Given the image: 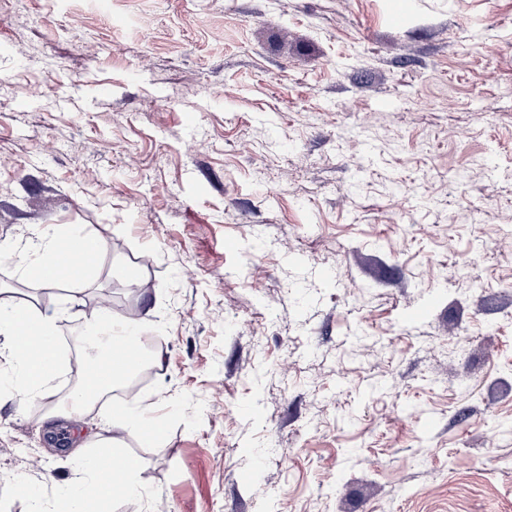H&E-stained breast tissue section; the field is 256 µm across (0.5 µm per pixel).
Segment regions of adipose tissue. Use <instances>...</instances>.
<instances>
[{
    "mask_svg": "<svg viewBox=\"0 0 512 512\" xmlns=\"http://www.w3.org/2000/svg\"><path fill=\"white\" fill-rule=\"evenodd\" d=\"M26 322L25 336H18L16 327ZM58 318L38 310L33 304L17 308L0 303V335L9 337L10 353L17 364L18 381L35 392H43L58 368L57 355L41 356L42 344L54 340L58 334ZM98 457L86 454L76 461V483L72 490L62 493L56 500L54 512H83L91 495L100 490Z\"/></svg>",
    "mask_w": 512,
    "mask_h": 512,
    "instance_id": "obj_1",
    "label": "adipose tissue"
}]
</instances>
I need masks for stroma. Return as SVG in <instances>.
Returning <instances> with one entry per match:
<instances>
[{"mask_svg":"<svg viewBox=\"0 0 512 512\" xmlns=\"http://www.w3.org/2000/svg\"><path fill=\"white\" fill-rule=\"evenodd\" d=\"M507 222L512 0H26L0 302L62 311V364L39 398L0 381V512H52L101 439L139 463L108 512H512ZM57 232L101 241L83 285L22 276ZM104 300L156 340L159 440L123 393L68 403ZM142 398L139 394H134L130 398L129 406L126 409L125 415L121 418V425L123 428H132L136 429L140 432V434L146 439H154L161 436L163 432V423L154 422V425L151 429L146 430L143 428L141 422L143 418L141 417L142 412H140L137 408L140 405Z\"/></svg>","mask_w":512,"mask_h":512,"instance_id":"obj_1","label":"stroma"}]
</instances>
